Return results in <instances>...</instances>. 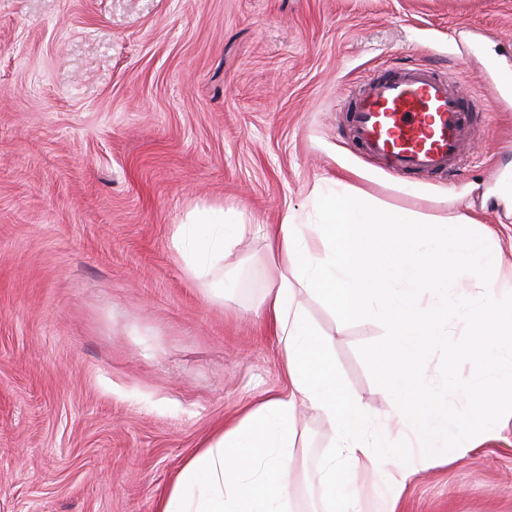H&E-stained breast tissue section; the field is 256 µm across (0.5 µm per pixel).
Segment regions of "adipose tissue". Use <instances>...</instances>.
<instances>
[{
	"instance_id": "obj_1",
	"label": "adipose tissue",
	"mask_w": 512,
	"mask_h": 512,
	"mask_svg": "<svg viewBox=\"0 0 512 512\" xmlns=\"http://www.w3.org/2000/svg\"><path fill=\"white\" fill-rule=\"evenodd\" d=\"M320 213L316 224L287 218L272 231L262 224L254 227L275 242L283 267L268 294L267 310L286 357L287 392L247 412L193 453L157 512H288L297 480L292 426L302 404L324 419L336 440L319 478L328 512H394L410 476L394 460V435L417 436L418 463L424 468L436 462L445 436L435 421L439 405L420 383L419 357L441 341L442 321L461 306L460 297L440 294L448 266L464 271L484 292L471 316L484 359H492L497 343L512 335V319L503 314L504 307H512V289L486 276L500 259L489 246L492 233L433 241L404 215L383 216L345 195L324 198ZM244 230L241 224H218L211 210L197 209L178 225L175 247L189 274L201 279ZM403 273L414 274L418 288L406 294L387 289V281ZM316 287L340 313L371 312L386 323L389 346L374 353L372 361L385 388L399 396L391 417L396 434L368 433L360 399L338 379L324 339L298 300ZM381 471L383 488L366 497L357 476Z\"/></svg>"
}]
</instances>
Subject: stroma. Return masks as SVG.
<instances>
[{
    "mask_svg": "<svg viewBox=\"0 0 512 512\" xmlns=\"http://www.w3.org/2000/svg\"><path fill=\"white\" fill-rule=\"evenodd\" d=\"M420 64L482 91L488 126L453 175L398 178L352 148L346 98L375 68ZM512 0H0V512H156L189 457L288 389L263 311L282 267L233 240L212 288L173 234L194 207L228 223L319 221L331 192L437 235L492 230L512 283ZM508 85L494 98L490 89ZM336 372L386 429L398 398L377 318L302 294ZM421 355L451 405L447 458L396 512H512V409L478 422L453 377H480L459 316ZM334 438L299 408L294 512H324Z\"/></svg>",
    "mask_w": 512,
    "mask_h": 512,
    "instance_id": "35a3bbf8",
    "label": "stroma"
}]
</instances>
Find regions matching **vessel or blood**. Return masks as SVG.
<instances>
[{
	"label": "vessel or blood",
	"instance_id": "b4317fda",
	"mask_svg": "<svg viewBox=\"0 0 512 512\" xmlns=\"http://www.w3.org/2000/svg\"><path fill=\"white\" fill-rule=\"evenodd\" d=\"M477 92L427 67L374 72L346 111L348 136L395 174L452 173L476 128Z\"/></svg>",
	"mask_w": 512,
	"mask_h": 512
}]
</instances>
